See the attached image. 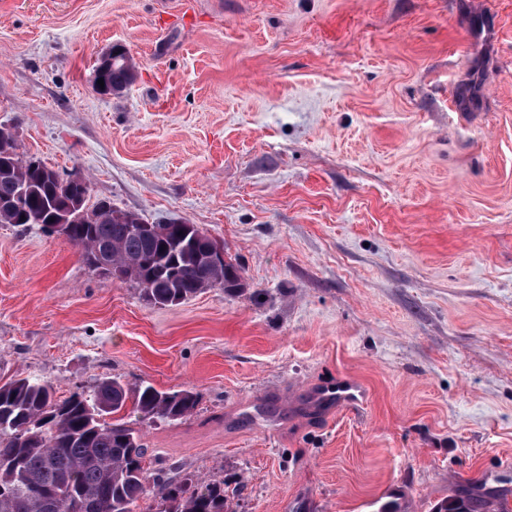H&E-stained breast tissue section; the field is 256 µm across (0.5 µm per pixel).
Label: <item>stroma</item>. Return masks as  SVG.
<instances>
[{
  "label": "stroma",
  "mask_w": 512,
  "mask_h": 512,
  "mask_svg": "<svg viewBox=\"0 0 512 512\" xmlns=\"http://www.w3.org/2000/svg\"><path fill=\"white\" fill-rule=\"evenodd\" d=\"M116 43L137 76L102 96ZM1 127L243 286L152 306L0 224V377L197 393L146 460L237 512L512 503V0H0ZM343 378L364 409L304 413ZM511 512L507 500L490 502L485 498H474L454 491L436 506L434 512Z\"/></svg>",
  "instance_id": "35a3bbf8"
}]
</instances>
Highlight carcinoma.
Wrapping results in <instances>:
<instances>
[{"label":"carcinoma","mask_w":512,"mask_h":512,"mask_svg":"<svg viewBox=\"0 0 512 512\" xmlns=\"http://www.w3.org/2000/svg\"><path fill=\"white\" fill-rule=\"evenodd\" d=\"M137 75L136 62L122 44L112 45L102 67L104 85L123 92ZM12 149L0 155V224L70 225L68 241L112 267V277L143 283L141 295L158 306L181 304L202 291L207 280L226 291L240 287L231 263H203L207 237L196 224H153L137 234L128 219L97 216L88 207L91 186L69 187L38 160L24 161L17 137L0 129ZM198 395L164 392L151 385L128 387L101 380L90 393L54 399L50 385L29 377L0 379V512H133L153 492L164 512H237L222 483L164 477L146 465L139 430L107 418L129 412L137 422L182 420ZM434 512H512L506 500L491 502L454 491Z\"/></svg>","instance_id":"1"}]
</instances>
